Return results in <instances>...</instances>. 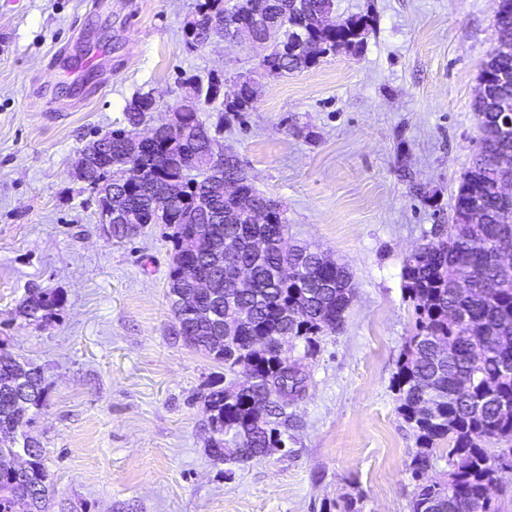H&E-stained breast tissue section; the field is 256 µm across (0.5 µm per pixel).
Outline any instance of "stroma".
<instances>
[{
  "mask_svg": "<svg viewBox=\"0 0 512 512\" xmlns=\"http://www.w3.org/2000/svg\"><path fill=\"white\" fill-rule=\"evenodd\" d=\"M196 0H0V339L43 368L33 435L53 512H410L415 437L392 378L415 311L403 262L449 221L475 150L480 66L496 0H336L333 20L369 15L360 50L274 76L262 47L182 38ZM256 83L223 144L277 200L297 243L346 265L343 326L315 353L288 408L285 450L246 464L207 451L201 399L224 367L172 336L163 226L107 238L79 150L136 95L165 122L190 75ZM65 304L36 323L28 288Z\"/></svg>",
  "mask_w": 512,
  "mask_h": 512,
  "instance_id": "stroma-1",
  "label": "stroma"
}]
</instances>
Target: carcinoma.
I'll return each mask as SVG.
<instances>
[{
    "label": "carcinoma",
    "mask_w": 512,
    "mask_h": 512,
    "mask_svg": "<svg viewBox=\"0 0 512 512\" xmlns=\"http://www.w3.org/2000/svg\"><path fill=\"white\" fill-rule=\"evenodd\" d=\"M299 14L279 16L276 0H235V12L251 16L261 10L256 36L269 34L268 23L287 40L296 24L307 17L331 11L334 0H302ZM225 0H196L192 29H183L187 49L204 44L210 36L231 38V28L211 29L212 18H224ZM371 27L368 15L350 16L337 33L316 32L304 27L312 50L288 57L275 52L262 62L270 75L307 68L320 58L342 50L353 51ZM478 81L485 94L474 102L478 116V148L463 174L452 205L451 224H437L433 238L404 260V289L414 303L416 333L403 352L392 388L398 411L416 439L411 462L414 489L411 512H463L480 505L481 512H495L493 499L499 491V469L512 456V265L499 255L504 241L512 243V199L498 195V186L512 179V127H503L498 101L512 99V50L498 57L492 69H480ZM239 88L226 85L224 76L209 75L203 81L189 77L184 94L197 108L185 125L205 126L199 113L205 106L218 112L238 114L253 109L255 84ZM156 110L149 93L134 97L124 121L103 139L112 140V165L95 161L98 141L80 149L78 162L88 164L85 189L104 202V193L118 185L121 166L132 159L126 150L128 135ZM210 143L206 137H159L141 152L146 161L144 183L169 177L183 179L184 195L164 213L163 224L171 229V263L166 297L172 314L185 328V344L218 363L224 373L239 367L251 370L255 384L248 393L232 397L211 387L202 395L208 417V447L226 448V461L248 463L266 456L264 449L283 442L281 429L288 427V405L305 391L302 363L279 350L276 341L303 340L316 346V338L334 333L342 325L353 297L351 275L346 267L326 266L314 260L307 244L285 241L288 225L281 205L257 193L235 154L218 182H210L204 164ZM238 184L235 196L224 195V183ZM141 211L140 224L112 225V239L123 241L154 224L156 209L147 189L130 192ZM270 209L273 222L250 224L247 207ZM207 240L210 235L234 236L241 241L239 261L250 268L254 288L240 296L225 276L224 254L197 249V261L221 286L222 303L207 301L200 312L176 307L172 284L187 255L189 237ZM264 237L273 246L264 255L250 252L248 240ZM62 292L34 286L27 289L18 312L26 319L43 322L63 308ZM460 311L467 321L448 318V310ZM17 356L0 342V463L17 455L27 456L26 480L0 478V512H15L14 504L26 501L25 512H50V482L43 463V446L27 428L32 411L46 404L47 386L41 368L31 366L23 376L16 370ZM448 441V456H460L466 464L437 477L424 473L436 447ZM509 445L508 452L491 448Z\"/></svg>",
    "instance_id": "obj_1"
}]
</instances>
